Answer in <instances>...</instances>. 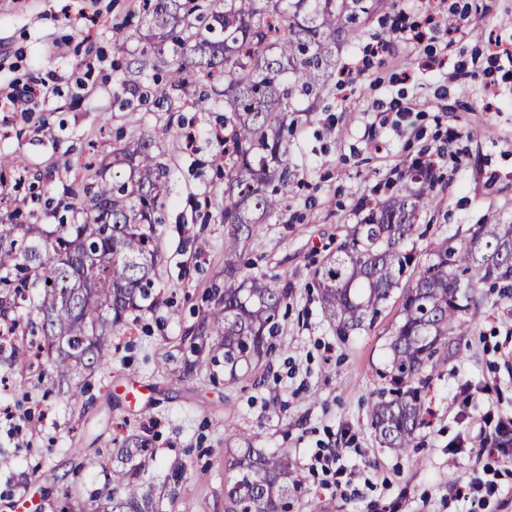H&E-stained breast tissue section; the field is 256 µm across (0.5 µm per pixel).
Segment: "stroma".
<instances>
[{"mask_svg": "<svg viewBox=\"0 0 512 512\" xmlns=\"http://www.w3.org/2000/svg\"><path fill=\"white\" fill-rule=\"evenodd\" d=\"M372 2L357 38L336 54L360 67L353 85L330 86L314 106L295 102L288 198L256 225L241 258L243 274L288 278L292 293L272 355L231 382L220 362L188 369L184 352L224 283V145L213 136L223 105L191 93L169 109L141 101L153 78L133 84L127 72L150 47L142 0H0V94L32 80L58 88L34 111L0 110V155L13 161L0 173V222L20 212L31 224L58 223L48 200L76 188L88 162L125 176L112 151L133 138L150 139L170 169L161 303L113 336L111 363L81 374L84 393L62 400L49 364L21 371L0 354V404L21 418L14 433L0 415V512H58L64 499L72 512H103L115 451L132 434L155 453L147 479L162 512H224L225 462L247 444L287 449L304 487L289 495L288 512H512V443L495 442L499 419L512 417V298L483 290L467 335L434 357L432 415L415 450L386 447L370 418L389 395V343L421 265L476 225L512 222V68L489 53L491 41L512 44V0H468L469 36L454 53L442 29L421 45L392 37L381 58L366 45L395 21L418 24L430 2ZM459 66L473 79H456ZM447 141L451 151L440 153ZM423 154L435 174L409 240L419 264L374 322L336 336L311 285L315 265L358 222L359 203L386 199ZM480 444L500 462L499 491L475 504L457 491L483 475ZM329 446L341 450L348 487L325 486L311 467ZM88 459L94 469H82ZM176 460L182 478L163 485Z\"/></svg>", "mask_w": 512, "mask_h": 512, "instance_id": "stroma-1", "label": "stroma"}]
</instances>
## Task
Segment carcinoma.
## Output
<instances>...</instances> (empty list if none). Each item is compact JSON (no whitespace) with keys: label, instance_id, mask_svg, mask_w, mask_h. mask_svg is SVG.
Masks as SVG:
<instances>
[{"label":"carcinoma","instance_id":"obj_1","mask_svg":"<svg viewBox=\"0 0 512 512\" xmlns=\"http://www.w3.org/2000/svg\"><path fill=\"white\" fill-rule=\"evenodd\" d=\"M188 0H153L149 28L157 47L136 61L134 77L173 69L158 101L192 86L203 73L224 77L211 95L224 104V253L237 255L253 226L283 205L290 170L284 132L291 100L316 99L325 87L339 41L355 37L364 0H221L186 9ZM129 168L111 181L101 167L82 186L69 224H0V323L16 329L15 312L27 308L31 335L43 351L59 391L78 397L74 377L112 359V336L132 317L160 304L155 292L161 261L159 227L169 169L140 137L120 149ZM390 200L376 204L353 225L316 271L324 316L338 336H348L374 318L413 263L404 249L420 209L427 206L419 173ZM481 288L512 290V224H480L457 248L435 253L414 287L403 295L401 323L391 343L395 397L378 402L371 425L385 444L402 453L415 447L423 423L420 384L427 363L448 336L466 332L464 319ZM291 284L243 275L230 261L224 287L212 289L190 352L204 363L203 345L216 337L224 372H237L269 355ZM112 471L110 512H159L153 489L141 482L152 458L136 438L121 451ZM224 512H283L290 491H301L288 451L246 448L229 463Z\"/></svg>","mask_w":512,"mask_h":512}]
</instances>
